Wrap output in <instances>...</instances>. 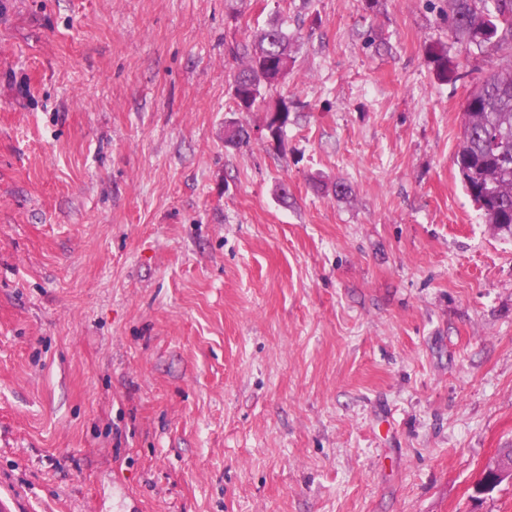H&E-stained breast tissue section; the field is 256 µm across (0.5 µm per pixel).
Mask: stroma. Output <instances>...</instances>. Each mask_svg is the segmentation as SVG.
I'll list each match as a JSON object with an SVG mask.
<instances>
[{
    "label": "stroma",
    "mask_w": 512,
    "mask_h": 512,
    "mask_svg": "<svg viewBox=\"0 0 512 512\" xmlns=\"http://www.w3.org/2000/svg\"><path fill=\"white\" fill-rule=\"evenodd\" d=\"M442 5L0 0L1 500L512 512L473 492L512 444V242L454 164L512 54ZM278 20L293 120L228 148L231 50ZM427 56L440 81L448 82V78L454 77L456 66L448 59V47L444 42L430 43L427 47Z\"/></svg>",
    "instance_id": "35a3bbf8"
}]
</instances>
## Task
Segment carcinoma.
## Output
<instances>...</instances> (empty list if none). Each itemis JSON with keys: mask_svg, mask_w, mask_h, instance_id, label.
Instances as JSON below:
<instances>
[{"mask_svg": "<svg viewBox=\"0 0 512 512\" xmlns=\"http://www.w3.org/2000/svg\"><path fill=\"white\" fill-rule=\"evenodd\" d=\"M440 20L457 44L512 52V0H446ZM291 41L283 24L275 22L232 50L246 58V66L234 77L238 87L232 93L233 111L268 107L266 92L276 84L264 64L289 55ZM427 56L440 81L454 77L455 65L444 42L430 43ZM456 165L484 223L512 238V66L491 72L466 98Z\"/></svg>", "mask_w": 512, "mask_h": 512, "instance_id": "cac0c4a2", "label": "carcinoma"}]
</instances>
